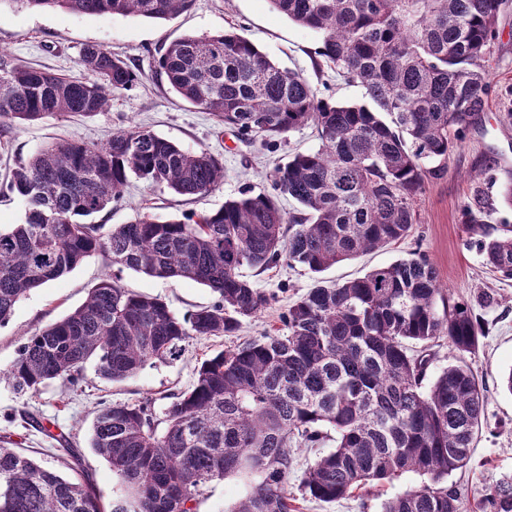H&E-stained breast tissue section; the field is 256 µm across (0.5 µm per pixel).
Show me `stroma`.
<instances>
[{
	"instance_id": "stroma-1",
	"label": "stroma",
	"mask_w": 512,
	"mask_h": 512,
	"mask_svg": "<svg viewBox=\"0 0 512 512\" xmlns=\"http://www.w3.org/2000/svg\"><path fill=\"white\" fill-rule=\"evenodd\" d=\"M222 31L248 38L280 67L302 74L318 96L342 103L363 99L361 86L345 81L317 55L319 35L275 11L269 0H194L187 12L167 20L5 6L0 8V48L23 64L79 77L83 74L79 64L83 47L97 44L120 55L142 73L143 80L133 90L115 95L106 111L92 116L47 114L32 122L0 127V185L6 183L19 161L29 159L50 142L69 139L100 145L119 129L142 125L184 149L208 151L223 164L224 182L211 194L188 199L132 178L123 189L122 199L99 214L97 223L112 227L134 222L143 215L158 221L179 219L192 212L218 209L242 190L269 189L266 175L276 162L286 161L293 152L319 147L315 128H298L269 147L258 140L238 141L227 128L217 125L213 116L175 95L157 72L160 53L171 41ZM499 31L489 61L492 89L486 109L467 130L461 148L450 155L444 175L426 184L418 196V222L411 235L389 247L338 263L322 274L324 281L343 283L418 249L430 259L451 301L468 303L481 320L485 335L468 363L486 390L485 419L474 445L473 467L454 471L448 478L449 484L459 490L468 512H473L483 487L512 475V393L502 384L503 375L512 369V280L500 279L479 250L468 245L461 222L463 206L474 202L489 175L504 177L502 161L512 159V5L501 15ZM109 271L105 258L96 254L70 273L31 290L17 303L9 322L0 325V367L15 361L26 336L79 307ZM244 274L268 296L269 302L244 321L236 335L191 340L176 360L146 365L118 382L98 378L90 363L84 368V382L73 387L54 380L34 397L18 395L2 382L0 438L12 440L22 451L50 452L58 446L55 434L64 433L81 449L85 467L104 501H111L112 472L89 446L92 421L100 403L136 404L149 399L156 413H163L168 394L190 387L202 361L281 327L283 313L313 282L301 268L284 263L261 273L248 268ZM118 282L128 290L164 300L180 314L215 300L210 288L188 279H156L125 269L119 272ZM25 410L34 413L38 426L22 419ZM331 448L327 442L317 448L295 450L288 486L295 512H381L384 500L416 489L424 481L423 476L407 473L376 484L363 497L333 504L301 495L299 483L308 464Z\"/></svg>"
}]
</instances>
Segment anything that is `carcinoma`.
<instances>
[{"mask_svg": "<svg viewBox=\"0 0 512 512\" xmlns=\"http://www.w3.org/2000/svg\"><path fill=\"white\" fill-rule=\"evenodd\" d=\"M194 0H0L37 10L167 19ZM320 35L317 54L364 89V101H328L234 32L186 35L158 59L169 88L238 136L276 137L308 124L320 140L217 210L157 221L148 215L104 231L91 221L119 201L129 177L180 196L224 181L204 150L186 151L144 126L102 146L60 140L13 169L5 189L27 205L0 231V325L26 294L98 253L112 267L208 286L216 301L179 315L131 293L112 275L64 319L27 337L0 380L36 395L47 382H82L84 364L122 381L185 343L233 335L267 297L241 270L283 260L311 274L407 238L417 197L446 168L485 111L488 62L509 0H269ZM82 78L18 65L0 49V124L50 113L91 116L142 80L98 45L83 48ZM297 207L285 213L277 199ZM466 205L461 223L492 271L512 279V225ZM284 328L204 360L193 384L172 393L163 417L148 401L100 409L91 448L115 481L105 510L84 458L62 436L58 468L0 439V512H197L204 489L230 475L247 485L227 512H291L296 448L334 442L305 471L300 491L321 502L350 497L406 473L428 477L387 499L383 512H464L448 475L472 460L487 396L466 357L484 328L465 302L444 297L426 254L409 253L363 277L316 279L282 316ZM445 339L457 363L424 383L428 343ZM420 345L412 349L406 343ZM478 512H512V479L480 492Z\"/></svg>", "mask_w": 512, "mask_h": 512, "instance_id": "obj_1", "label": "carcinoma"}]
</instances>
